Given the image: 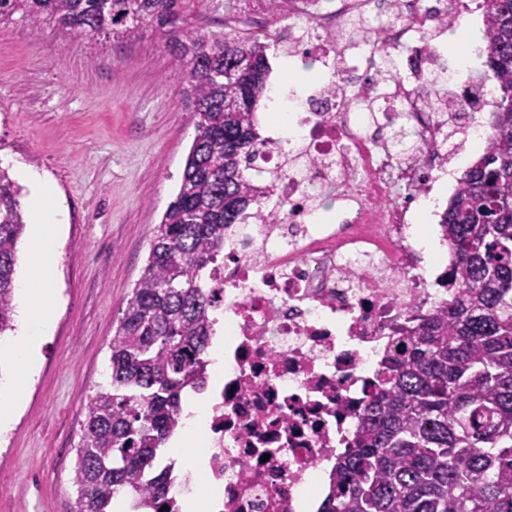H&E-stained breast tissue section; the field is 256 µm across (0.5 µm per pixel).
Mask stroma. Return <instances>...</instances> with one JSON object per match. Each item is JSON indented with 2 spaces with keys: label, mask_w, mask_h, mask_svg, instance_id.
<instances>
[{
  "label": "stroma",
  "mask_w": 512,
  "mask_h": 512,
  "mask_svg": "<svg viewBox=\"0 0 512 512\" xmlns=\"http://www.w3.org/2000/svg\"><path fill=\"white\" fill-rule=\"evenodd\" d=\"M273 0H185L190 24L227 35L255 13L298 94L305 69L278 40L296 19ZM160 30L90 41L53 21L0 23V165L21 162L64 215L58 301L9 431L0 434V512H72L76 446L93 389L108 382V343L146 265L152 229L174 200L195 136Z\"/></svg>",
  "instance_id": "stroma-1"
}]
</instances>
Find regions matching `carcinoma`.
<instances>
[{"instance_id":"carcinoma-1","label":"carcinoma","mask_w":512,"mask_h":512,"mask_svg":"<svg viewBox=\"0 0 512 512\" xmlns=\"http://www.w3.org/2000/svg\"><path fill=\"white\" fill-rule=\"evenodd\" d=\"M184 0H0L82 37L139 35L154 27L180 62L173 80L196 136L175 200L155 225L141 277L108 344V385L88 399L72 482L73 512H111L127 495L135 512H171L174 462L161 451L179 431L183 394L204 379L218 302L212 271L224 230L281 221L277 181L257 164L272 140L257 112L271 68L267 36L229 38L186 24ZM487 20L483 78L500 92L491 137L459 178L446 226L456 296L403 327L374 379L354 437L336 461L320 512H512V0H481ZM369 62L395 77L380 26ZM408 153L406 125L391 135ZM21 188L0 168V338L16 330L18 245L27 222Z\"/></svg>"}]
</instances>
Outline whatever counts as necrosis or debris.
<instances>
[{
    "instance_id": "obj_1",
    "label": "necrosis or debris",
    "mask_w": 512,
    "mask_h": 512,
    "mask_svg": "<svg viewBox=\"0 0 512 512\" xmlns=\"http://www.w3.org/2000/svg\"><path fill=\"white\" fill-rule=\"evenodd\" d=\"M472 12L470 0H288L289 15L313 29L288 41L289 56L316 70L288 115L306 161L278 187L283 223L226 232L216 272L224 370L206 371L202 386L205 484L220 496L203 512H318L401 326L453 297L415 219L435 183L486 144L494 89L465 80L436 110L421 85L440 64L437 37ZM366 13L387 20L396 80L349 63L367 45L348 37V23ZM335 74L378 96L377 119L332 87ZM401 122L418 142L408 154L389 145ZM353 181L359 189L346 192Z\"/></svg>"
}]
</instances>
